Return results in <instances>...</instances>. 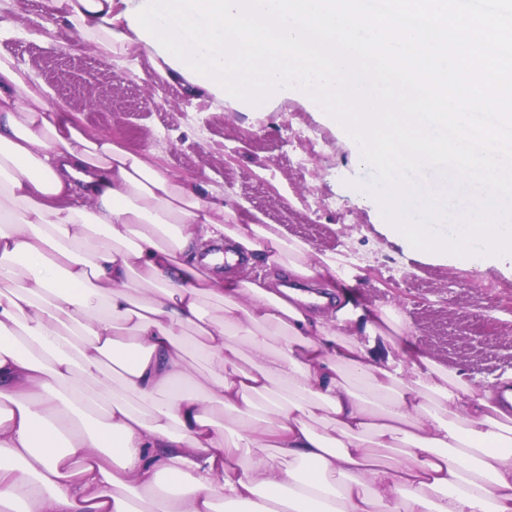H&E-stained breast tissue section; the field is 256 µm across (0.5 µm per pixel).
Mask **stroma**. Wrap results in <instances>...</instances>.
I'll return each mask as SVG.
<instances>
[{
    "label": "stroma",
    "mask_w": 512,
    "mask_h": 512,
    "mask_svg": "<svg viewBox=\"0 0 512 512\" xmlns=\"http://www.w3.org/2000/svg\"><path fill=\"white\" fill-rule=\"evenodd\" d=\"M0 19L18 30L0 51L88 131L154 151L169 170L223 189L231 207L247 204L290 237L349 259L352 274L329 279V298L368 313L398 307L401 349L490 387L512 374V267L447 266L391 240L382 230L390 216L365 199L373 169L311 98L219 102L184 75H161L163 61L135 42L126 46L132 74L113 72L59 26L50 0H0Z\"/></svg>",
    "instance_id": "35a3bbf8"
}]
</instances>
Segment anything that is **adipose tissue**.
<instances>
[{
  "instance_id": "ef3b65f1",
  "label": "adipose tissue",
  "mask_w": 512,
  "mask_h": 512,
  "mask_svg": "<svg viewBox=\"0 0 512 512\" xmlns=\"http://www.w3.org/2000/svg\"><path fill=\"white\" fill-rule=\"evenodd\" d=\"M52 5L119 63L135 30L114 0ZM475 171L485 194L446 235L435 191H371L386 234L448 265L512 260V168L451 177ZM222 242L295 279L350 271L87 131L0 53V512H512L498 391L394 355L396 308L224 278L205 254Z\"/></svg>"
}]
</instances>
